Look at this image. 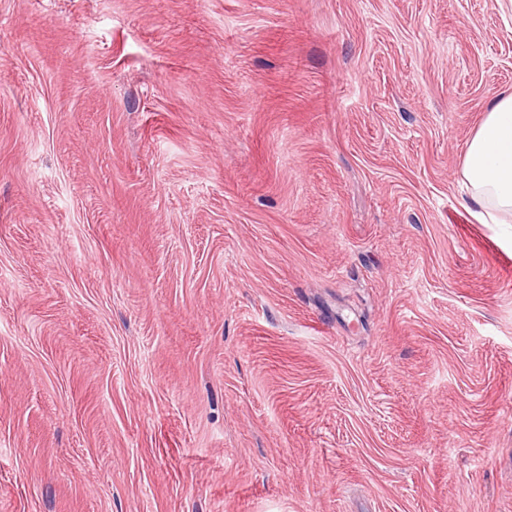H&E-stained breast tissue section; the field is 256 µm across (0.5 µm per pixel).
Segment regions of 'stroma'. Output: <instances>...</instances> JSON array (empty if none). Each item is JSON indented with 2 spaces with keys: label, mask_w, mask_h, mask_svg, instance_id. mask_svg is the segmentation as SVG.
<instances>
[{
  "label": "stroma",
  "mask_w": 512,
  "mask_h": 512,
  "mask_svg": "<svg viewBox=\"0 0 512 512\" xmlns=\"http://www.w3.org/2000/svg\"><path fill=\"white\" fill-rule=\"evenodd\" d=\"M503 93L512 0H0V512H512ZM462 175L470 188L464 207L479 223L512 218V94L490 104L463 155Z\"/></svg>",
  "instance_id": "1"
}]
</instances>
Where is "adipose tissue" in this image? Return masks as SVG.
<instances>
[{"instance_id":"obj_1","label":"adipose tissue","mask_w":512,"mask_h":512,"mask_svg":"<svg viewBox=\"0 0 512 512\" xmlns=\"http://www.w3.org/2000/svg\"><path fill=\"white\" fill-rule=\"evenodd\" d=\"M462 175L466 209L482 224L512 215V94L496 98L467 145Z\"/></svg>"}]
</instances>
